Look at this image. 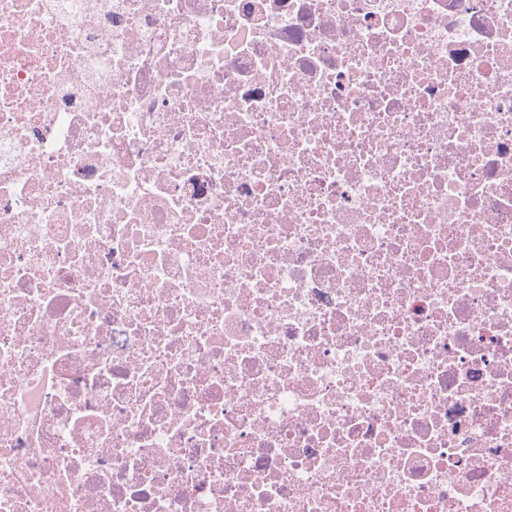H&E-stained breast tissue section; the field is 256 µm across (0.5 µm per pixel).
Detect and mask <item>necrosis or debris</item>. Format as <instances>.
I'll use <instances>...</instances> for the list:
<instances>
[{
    "mask_svg": "<svg viewBox=\"0 0 512 512\" xmlns=\"http://www.w3.org/2000/svg\"><path fill=\"white\" fill-rule=\"evenodd\" d=\"M0 512H512V0H0Z\"/></svg>",
    "mask_w": 512,
    "mask_h": 512,
    "instance_id": "necrosis-or-debris-1",
    "label": "necrosis or debris"
}]
</instances>
